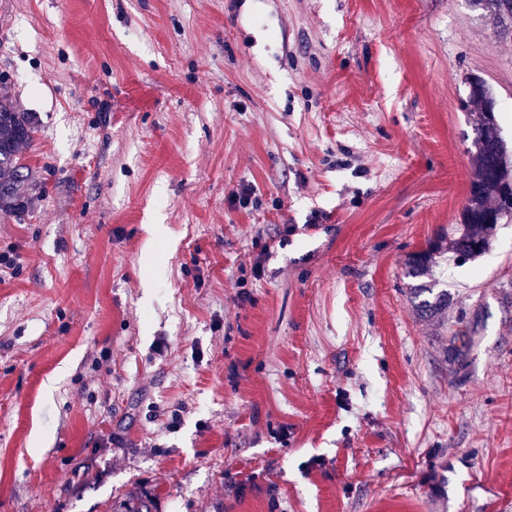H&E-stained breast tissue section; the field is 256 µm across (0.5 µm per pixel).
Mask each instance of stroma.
<instances>
[{"label":"stroma","instance_id":"stroma-1","mask_svg":"<svg viewBox=\"0 0 512 512\" xmlns=\"http://www.w3.org/2000/svg\"><path fill=\"white\" fill-rule=\"evenodd\" d=\"M470 0H0L38 131L0 217V512H512V218L460 222ZM248 201H241L242 191ZM441 251H448L447 238L434 241L426 249L411 253L407 260L409 274L413 278L427 275L435 254ZM413 290L414 298H420L424 294L428 293L431 298H425L419 300L416 303V308L419 313L427 317H435L441 315L445 310L448 309V292L447 290H440L434 293V288L431 285H417Z\"/></svg>","mask_w":512,"mask_h":512}]
</instances>
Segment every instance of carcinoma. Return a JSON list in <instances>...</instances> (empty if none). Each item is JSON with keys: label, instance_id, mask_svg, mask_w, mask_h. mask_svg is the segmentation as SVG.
Returning a JSON list of instances; mask_svg holds the SVG:
<instances>
[{"label": "carcinoma", "instance_id": "carcinoma-1", "mask_svg": "<svg viewBox=\"0 0 512 512\" xmlns=\"http://www.w3.org/2000/svg\"><path fill=\"white\" fill-rule=\"evenodd\" d=\"M474 7L490 18L503 22L512 18V0H472ZM470 102L478 106L473 119L474 136L470 153L474 172L461 212L458 237L449 243L439 239L427 248L413 252L407 260L409 274H428L435 254L453 250L462 262L482 257L502 220L512 217V152L503 150L499 142L501 129L496 115L493 88L476 77L468 83ZM37 132L34 117L21 111L13 99L0 96V216H19L25 211V186L31 171L23 162L22 150ZM417 311L435 317L448 309V291L434 292L430 285L413 289Z\"/></svg>", "mask_w": 512, "mask_h": 512}]
</instances>
